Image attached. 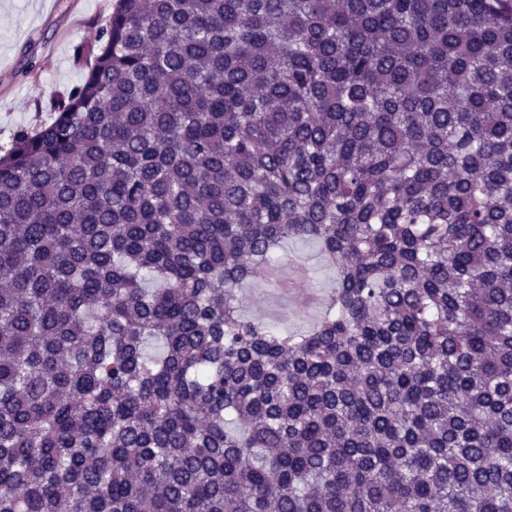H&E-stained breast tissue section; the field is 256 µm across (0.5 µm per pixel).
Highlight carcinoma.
<instances>
[{
	"label": "carcinoma",
	"mask_w": 512,
	"mask_h": 512,
	"mask_svg": "<svg viewBox=\"0 0 512 512\" xmlns=\"http://www.w3.org/2000/svg\"><path fill=\"white\" fill-rule=\"evenodd\" d=\"M93 57L0 154V512H512V0H116ZM280 259L277 269L281 273L288 272V265L291 261L305 262L312 271L307 283L323 293L325 302L327 295L333 288V274L325 255L317 245L305 240L289 241L280 252ZM243 293L250 298L244 308L245 315L288 334L301 330L317 319L324 305L318 309H303L292 298L275 293L272 288H245Z\"/></svg>",
	"instance_id": "obj_1"
}]
</instances>
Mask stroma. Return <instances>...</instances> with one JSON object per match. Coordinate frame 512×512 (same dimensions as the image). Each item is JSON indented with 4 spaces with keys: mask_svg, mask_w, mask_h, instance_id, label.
Instances as JSON below:
<instances>
[{
    "mask_svg": "<svg viewBox=\"0 0 512 512\" xmlns=\"http://www.w3.org/2000/svg\"><path fill=\"white\" fill-rule=\"evenodd\" d=\"M115 0H0V148L13 135L51 122L60 98L78 84L86 58L78 49L94 46L99 25ZM293 261L311 270L310 286L329 293L333 274L317 245L288 242L280 253V272ZM245 315L294 333L320 315L269 288H250Z\"/></svg>",
    "mask_w": 512,
    "mask_h": 512,
    "instance_id": "1",
    "label": "stroma"
}]
</instances>
